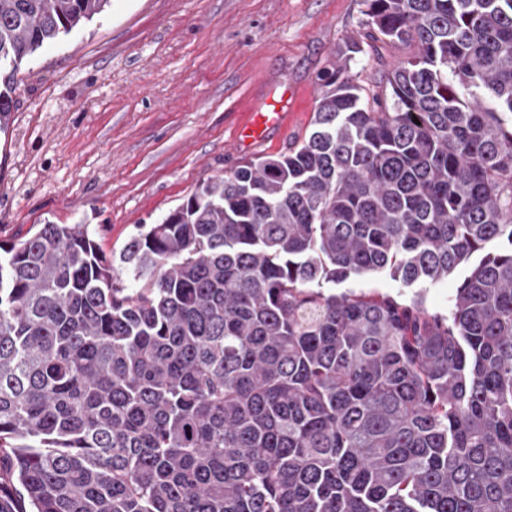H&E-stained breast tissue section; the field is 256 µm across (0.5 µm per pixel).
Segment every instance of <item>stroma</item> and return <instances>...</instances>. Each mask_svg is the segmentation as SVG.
I'll return each instance as SVG.
<instances>
[{
	"label": "stroma",
	"instance_id": "stroma-1",
	"mask_svg": "<svg viewBox=\"0 0 512 512\" xmlns=\"http://www.w3.org/2000/svg\"><path fill=\"white\" fill-rule=\"evenodd\" d=\"M360 19V0H112L15 77L0 134V243L48 222L84 224L116 253L201 181L283 151L311 130L318 77ZM275 104L285 123L239 144L252 113ZM469 271L410 286L383 272L335 290L444 312Z\"/></svg>",
	"mask_w": 512,
	"mask_h": 512
}]
</instances>
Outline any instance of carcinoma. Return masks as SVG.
Here are the masks:
<instances>
[{
	"label": "carcinoma",
	"instance_id": "1",
	"mask_svg": "<svg viewBox=\"0 0 512 512\" xmlns=\"http://www.w3.org/2000/svg\"><path fill=\"white\" fill-rule=\"evenodd\" d=\"M109 3L0 0V133ZM361 15L287 150L110 259L82 224L0 244V512H512V0ZM478 252L446 314L324 291Z\"/></svg>",
	"mask_w": 512,
	"mask_h": 512
}]
</instances>
